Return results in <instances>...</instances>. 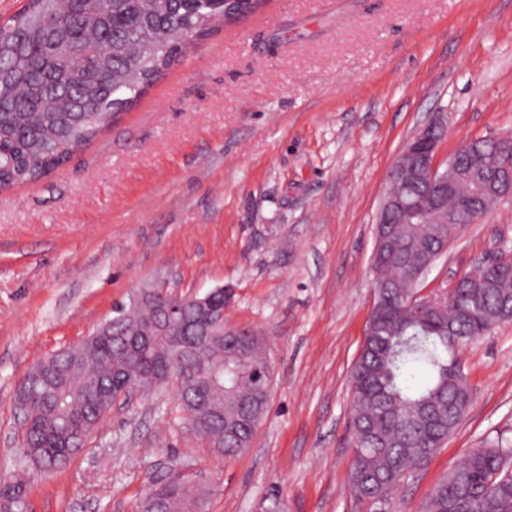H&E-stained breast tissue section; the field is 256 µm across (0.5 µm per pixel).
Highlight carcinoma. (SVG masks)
Listing matches in <instances>:
<instances>
[{"label":"carcinoma","mask_w":512,"mask_h":512,"mask_svg":"<svg viewBox=\"0 0 512 512\" xmlns=\"http://www.w3.org/2000/svg\"><path fill=\"white\" fill-rule=\"evenodd\" d=\"M258 0H27L0 24V184H31L64 165L118 114L128 110L190 45L224 18L253 11ZM490 162L495 142L480 138L457 153L473 152ZM473 185H457L448 196L455 223L394 224L393 248L381 278L395 283L408 264L437 260L452 235L470 223L461 201ZM494 285L472 283L477 268L463 274L444 310L420 312L406 305L414 289L405 282L381 290L371 314L374 335H364L351 371L349 427L353 457L350 495L366 512H393L398 478L421 457L444 447L473 402L466 373L455 365L461 347L512 319V260L500 262ZM175 321L189 334L197 319L159 288H142L128 306L82 342L37 363L25 385L34 401L22 417L21 473L0 480V512H28L29 472L49 475L82 450L81 435L104 419L103 409L121 396L124 383L142 380L157 390L171 362L182 371L176 409L188 422L205 423L193 434L225 457L248 448L254 428L238 400L266 416L270 395L265 374V339L246 333L209 345L171 350V336L155 334L149 347L129 351L126 336ZM453 325L454 338L448 336ZM421 368L428 379L412 382ZM206 494L183 475L168 483L148 482L138 512H195ZM423 512H512V437L501 435L470 450L434 488Z\"/></svg>","instance_id":"1"}]
</instances>
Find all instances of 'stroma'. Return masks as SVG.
<instances>
[{
	"instance_id": "stroma-1",
	"label": "stroma",
	"mask_w": 512,
	"mask_h": 512,
	"mask_svg": "<svg viewBox=\"0 0 512 512\" xmlns=\"http://www.w3.org/2000/svg\"><path fill=\"white\" fill-rule=\"evenodd\" d=\"M440 154L512 132V0H267L217 27L87 147L0 191V478L20 462L14 392L139 289H228L224 321L262 332L270 410L250 446L213 455L164 389L115 405L32 512H137L177 468L207 512H356L351 367L373 303L388 173L422 126ZM512 252V199L451 239L421 295ZM472 405L396 493L420 512L471 448L512 433V321L469 344Z\"/></svg>"
}]
</instances>
